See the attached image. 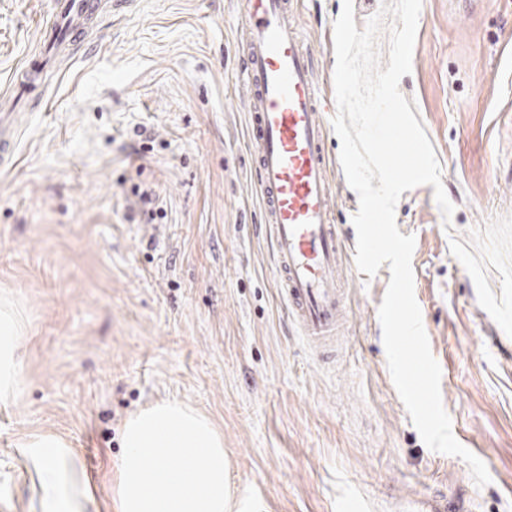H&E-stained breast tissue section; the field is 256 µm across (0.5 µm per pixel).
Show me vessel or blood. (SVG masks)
<instances>
[{"label": "vessel or blood", "mask_w": 512, "mask_h": 512, "mask_svg": "<svg viewBox=\"0 0 512 512\" xmlns=\"http://www.w3.org/2000/svg\"><path fill=\"white\" fill-rule=\"evenodd\" d=\"M247 54L241 79L248 89L251 165L262 196L276 284L288 317L317 361L335 360L344 335L346 297L340 272L346 248L331 201L338 191L328 152L330 130L317 67L297 22L294 0H241ZM104 0H55L37 56L21 69L37 82L63 37L98 26ZM18 129L0 114V160L12 158Z\"/></svg>", "instance_id": "1"}]
</instances>
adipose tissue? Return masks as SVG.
Returning a JSON list of instances; mask_svg holds the SVG:
<instances>
[{
    "mask_svg": "<svg viewBox=\"0 0 512 512\" xmlns=\"http://www.w3.org/2000/svg\"><path fill=\"white\" fill-rule=\"evenodd\" d=\"M19 324L10 304H0V404L10 403L20 385L16 351ZM18 464L32 481L38 512H97L90 479L80 452L50 434L24 437Z\"/></svg>",
    "mask_w": 512,
    "mask_h": 512,
    "instance_id": "ef3b65f1",
    "label": "adipose tissue"
}]
</instances>
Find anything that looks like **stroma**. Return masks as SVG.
Wrapping results in <instances>:
<instances>
[{
	"instance_id": "stroma-1",
	"label": "stroma",
	"mask_w": 512,
	"mask_h": 512,
	"mask_svg": "<svg viewBox=\"0 0 512 512\" xmlns=\"http://www.w3.org/2000/svg\"><path fill=\"white\" fill-rule=\"evenodd\" d=\"M237 0H129L13 94L53 0H0V113L21 130L0 171V300L20 319L22 383L0 406V512H33L16 445L77 448L107 512L124 421L177 399L224 436L230 504L257 512H512V0H422L399 89L432 143L454 206L403 192L415 296L461 458L431 451L393 384L378 308L391 273L358 270L359 199L332 201L349 260L335 364L290 328L250 165ZM343 0H300L326 91ZM151 187L166 218L132 206Z\"/></svg>"
}]
</instances>
